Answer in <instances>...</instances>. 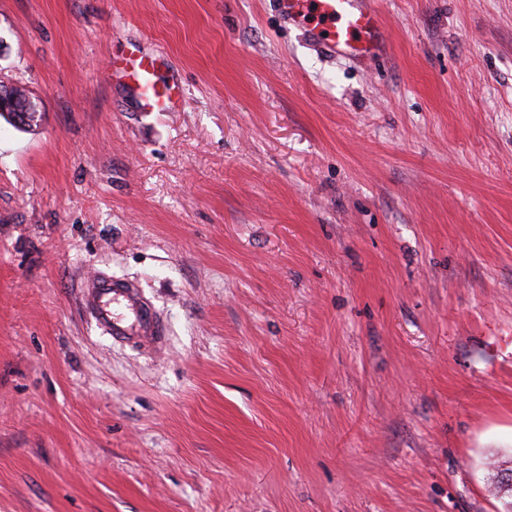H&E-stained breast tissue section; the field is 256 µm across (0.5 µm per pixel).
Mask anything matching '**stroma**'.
Returning <instances> with one entry per match:
<instances>
[{
    "instance_id": "1",
    "label": "stroma",
    "mask_w": 512,
    "mask_h": 512,
    "mask_svg": "<svg viewBox=\"0 0 512 512\" xmlns=\"http://www.w3.org/2000/svg\"><path fill=\"white\" fill-rule=\"evenodd\" d=\"M379 8L361 70L275 0H0L41 114L0 118V512H504L512 0ZM99 269L164 353L85 317ZM111 67L112 79L127 86L145 112L166 111L184 100L181 82L166 73L160 54L130 51L112 58ZM80 303L98 329L113 342L132 344L158 354L165 343V326L142 290L125 279L97 271L80 286Z\"/></svg>"
}]
</instances>
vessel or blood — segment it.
<instances>
[{
  "label": "vessel or blood",
  "instance_id": "vessel-or-blood-1",
  "mask_svg": "<svg viewBox=\"0 0 512 512\" xmlns=\"http://www.w3.org/2000/svg\"><path fill=\"white\" fill-rule=\"evenodd\" d=\"M281 17L322 52L365 66L388 49L387 32L376 0H277ZM112 77L139 99L143 111H166L184 99L183 87L168 75L162 55L130 51L114 57ZM80 303L98 329L113 342L160 353L165 326L142 290L125 279L97 271L80 286Z\"/></svg>",
  "mask_w": 512,
  "mask_h": 512
}]
</instances>
